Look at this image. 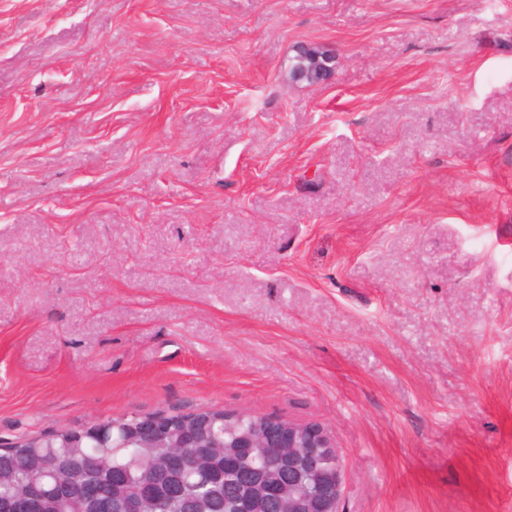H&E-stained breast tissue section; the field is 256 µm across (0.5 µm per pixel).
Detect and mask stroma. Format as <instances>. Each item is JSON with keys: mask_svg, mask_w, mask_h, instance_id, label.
<instances>
[{"mask_svg": "<svg viewBox=\"0 0 512 512\" xmlns=\"http://www.w3.org/2000/svg\"><path fill=\"white\" fill-rule=\"evenodd\" d=\"M210 408L512 512V0H0V440Z\"/></svg>", "mask_w": 512, "mask_h": 512, "instance_id": "obj_1", "label": "stroma"}]
</instances>
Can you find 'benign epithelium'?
Listing matches in <instances>:
<instances>
[{"mask_svg":"<svg viewBox=\"0 0 512 512\" xmlns=\"http://www.w3.org/2000/svg\"><path fill=\"white\" fill-rule=\"evenodd\" d=\"M117 433L122 435L125 447L167 449L154 460L161 491L174 490L190 468H211L212 460L204 454H194L193 463H188L186 448H222L226 463L242 454L261 461L273 448L285 463L288 477L269 478L256 466L239 472L231 488L235 512H340L344 471L338 460L333 476L323 474L324 459L338 458L340 453L321 425L261 416L242 429L238 415L222 411L220 417L213 419L206 409L178 417L133 415L117 422L108 419L78 430L53 431L1 443V448H19L25 441L35 448L29 458L32 478L4 510L40 512L47 494L60 497L73 492L79 512H147L146 498L125 491L120 481L116 483L120 490L117 498L100 499L93 474L112 476V463L105 458L94 468L73 462L51 470L44 464L47 448H110Z\"/></svg>","mask_w":512,"mask_h":512,"instance_id":"obj_1","label":"benign epithelium"}]
</instances>
